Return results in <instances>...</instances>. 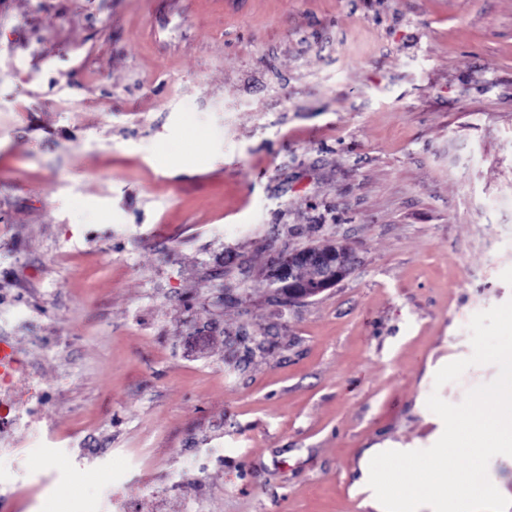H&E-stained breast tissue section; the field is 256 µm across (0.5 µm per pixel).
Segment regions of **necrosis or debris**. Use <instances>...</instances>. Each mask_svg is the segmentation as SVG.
Returning a JSON list of instances; mask_svg holds the SVG:
<instances>
[{
  "label": "necrosis or debris",
  "instance_id": "necrosis-or-debris-1",
  "mask_svg": "<svg viewBox=\"0 0 512 512\" xmlns=\"http://www.w3.org/2000/svg\"><path fill=\"white\" fill-rule=\"evenodd\" d=\"M49 388L30 353L19 348L11 332L0 329V512H12L24 485L44 489L55 482L51 473L27 467V450L15 442V431L25 430L31 443L59 442L54 426L46 425L42 410ZM168 484L146 480L140 484L110 480L103 490L84 499L82 512H134L143 497L164 495Z\"/></svg>",
  "mask_w": 512,
  "mask_h": 512
}]
</instances>
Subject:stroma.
Returning a JSON list of instances; mask_svg holds the SVG:
<instances>
[{"label": "stroma", "instance_id": "obj_1", "mask_svg": "<svg viewBox=\"0 0 512 512\" xmlns=\"http://www.w3.org/2000/svg\"><path fill=\"white\" fill-rule=\"evenodd\" d=\"M330 242L350 274L276 303ZM5 288L58 340L48 420L113 451L32 449L54 512L136 456L163 512H375L365 453L497 374L434 385L512 300V0H0ZM333 245L335 244H330L323 247H310L297 251L300 255H304L306 252L312 249L331 250L336 247V251L326 254H322L318 251H312L307 254L308 257L315 260V262L318 264H324L325 261L336 264V278L323 282L316 288L306 287L288 289V285L301 286L325 274L323 271L310 269L305 261L299 262L289 273L288 271H281L279 269L278 273L275 275V270H272L269 276L270 278L274 277L272 284L276 285V287H282V289H288L287 296H285L280 290L273 292L281 303L290 305L292 303L303 301L310 297L319 295L335 283L337 284L343 280L350 273L354 262L352 249L343 244H339L337 246Z\"/></svg>", "mask_w": 512, "mask_h": 512}]
</instances>
